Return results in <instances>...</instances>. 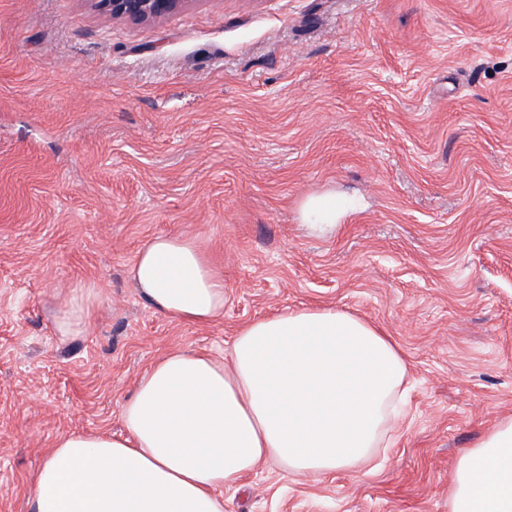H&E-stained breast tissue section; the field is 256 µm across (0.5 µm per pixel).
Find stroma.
Masks as SVG:
<instances>
[{
    "label": "stroma",
    "mask_w": 512,
    "mask_h": 512,
    "mask_svg": "<svg viewBox=\"0 0 512 512\" xmlns=\"http://www.w3.org/2000/svg\"><path fill=\"white\" fill-rule=\"evenodd\" d=\"M158 234L203 242L223 316L140 296ZM310 307L392 336L408 415L376 467L262 463L224 512H448L457 459L512 415V0H192L156 23L0 0V512H31L61 434L122 432L162 355ZM97 301L96 289L93 286L83 287L79 296L72 299L68 308L57 318V331L62 335L78 332Z\"/></svg>",
    "instance_id": "1"
}]
</instances>
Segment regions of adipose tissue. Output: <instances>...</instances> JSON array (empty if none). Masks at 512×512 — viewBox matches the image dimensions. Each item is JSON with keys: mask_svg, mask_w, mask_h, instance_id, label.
<instances>
[{"mask_svg": "<svg viewBox=\"0 0 512 512\" xmlns=\"http://www.w3.org/2000/svg\"><path fill=\"white\" fill-rule=\"evenodd\" d=\"M131 275L176 322L224 313V278L202 244L159 234ZM409 365L379 327L332 308L250 321L224 358L167 353L122 407L119 434L58 437L34 477L33 512H224V492L258 463L324 477L388 447ZM448 512H512V417L461 456Z\"/></svg>", "mask_w": 512, "mask_h": 512, "instance_id": "obj_1", "label": "adipose tissue"}]
</instances>
